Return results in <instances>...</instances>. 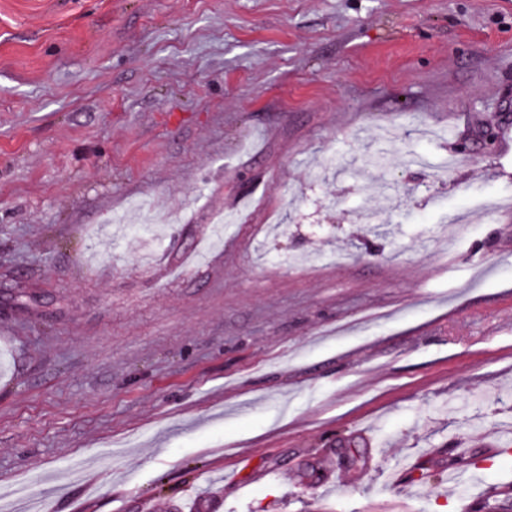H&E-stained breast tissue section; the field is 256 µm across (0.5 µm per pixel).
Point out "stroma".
<instances>
[{
	"instance_id": "obj_1",
	"label": "stroma",
	"mask_w": 512,
	"mask_h": 512,
	"mask_svg": "<svg viewBox=\"0 0 512 512\" xmlns=\"http://www.w3.org/2000/svg\"><path fill=\"white\" fill-rule=\"evenodd\" d=\"M506 117L512 0H0V484L511 506Z\"/></svg>"
}]
</instances>
